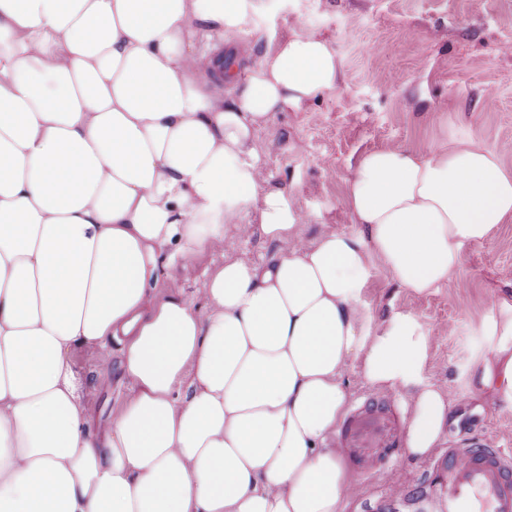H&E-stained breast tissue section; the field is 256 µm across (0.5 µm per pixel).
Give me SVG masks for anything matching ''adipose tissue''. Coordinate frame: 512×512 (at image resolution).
I'll use <instances>...</instances> for the list:
<instances>
[{
    "label": "adipose tissue",
    "mask_w": 512,
    "mask_h": 512,
    "mask_svg": "<svg viewBox=\"0 0 512 512\" xmlns=\"http://www.w3.org/2000/svg\"><path fill=\"white\" fill-rule=\"evenodd\" d=\"M252 29V0H0V512H343L352 362L410 400L409 456L447 433L428 332H371L363 295L377 267L447 287L512 221V172L469 138L373 150L346 182L355 230L305 240L256 138L343 62L295 33L208 76L201 37ZM230 227L279 250L215 265L202 302L164 294ZM478 332L474 376L512 406V301ZM112 340L129 391L100 437L74 356Z\"/></svg>",
    "instance_id": "adipose-tissue-1"
}]
</instances>
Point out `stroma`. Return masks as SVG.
<instances>
[{
    "label": "stroma",
    "mask_w": 512,
    "mask_h": 512,
    "mask_svg": "<svg viewBox=\"0 0 512 512\" xmlns=\"http://www.w3.org/2000/svg\"><path fill=\"white\" fill-rule=\"evenodd\" d=\"M254 6L263 37L234 36L240 67H248L267 44L305 30L320 33L343 62L335 90L300 111L277 113L258 134L272 185L292 192L304 215L305 239L353 231L343 203L346 180L357 160L374 149L403 143L424 151L468 137L498 151L512 171V0H255ZM277 250L260 235L228 230L223 241L171 269L163 290L200 299L206 272L225 257L260 262ZM505 297L512 299V223L468 245L448 287L418 296L379 269L365 292L375 326L402 313L433 334L423 377L448 394L449 438L469 432L512 443V408L490 404L470 385L487 345L477 328ZM119 354L114 341L75 357L90 385L97 432L127 393ZM437 472L435 460L417 461L398 451L386 469L352 473L359 493L345 512H372L382 490L396 485L433 486Z\"/></svg>",
    "instance_id": "stroma-1"
}]
</instances>
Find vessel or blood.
<instances>
[{
    "instance_id": "b4317fda",
    "label": "vessel or blood",
    "mask_w": 512,
    "mask_h": 512,
    "mask_svg": "<svg viewBox=\"0 0 512 512\" xmlns=\"http://www.w3.org/2000/svg\"><path fill=\"white\" fill-rule=\"evenodd\" d=\"M389 395L358 405L336 437L357 471L367 472L390 456L397 426ZM438 485L426 490L419 512H512V452L482 439H463L448 449Z\"/></svg>"
}]
</instances>
